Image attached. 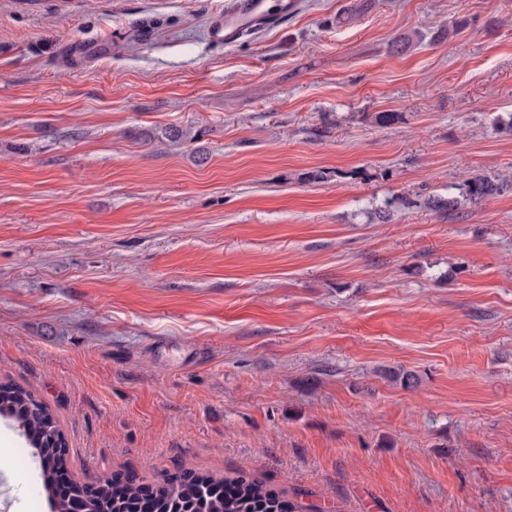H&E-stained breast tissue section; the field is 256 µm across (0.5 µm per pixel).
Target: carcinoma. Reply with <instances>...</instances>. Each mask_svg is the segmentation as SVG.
Returning <instances> with one entry per match:
<instances>
[{
  "label": "carcinoma",
  "mask_w": 512,
  "mask_h": 512,
  "mask_svg": "<svg viewBox=\"0 0 512 512\" xmlns=\"http://www.w3.org/2000/svg\"><path fill=\"white\" fill-rule=\"evenodd\" d=\"M496 176L475 175L461 185V197H430L424 205L435 211H453L460 199L472 203L501 194L509 187ZM413 204L407 197L385 199L373 212L372 218L385 222L394 207ZM0 416L13 420L19 431L30 440L39 457L44 487L54 490L59 472L68 465V450L47 405L30 391L13 384L0 383ZM150 490L154 512H311L313 506H295L258 479L193 473L180 481L146 485L140 479L122 482L108 477L95 484L81 483L64 496L52 498V512H135Z\"/></svg>",
  "instance_id": "1"
}]
</instances>
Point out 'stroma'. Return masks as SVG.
<instances>
[{
    "label": "stroma",
    "instance_id": "stroma-1",
    "mask_svg": "<svg viewBox=\"0 0 512 512\" xmlns=\"http://www.w3.org/2000/svg\"><path fill=\"white\" fill-rule=\"evenodd\" d=\"M224 2L0 0V382L76 481L512 512V191L424 205L512 179V0H299L231 48ZM0 453V512H51L3 417ZM512 186V181H504L497 176L475 175L466 179L461 185V196L471 203L501 194ZM0 416L13 420L29 438L41 462L44 487L52 492L59 472L67 468L68 450L47 405L20 386L0 383Z\"/></svg>",
    "mask_w": 512,
    "mask_h": 512
}]
</instances>
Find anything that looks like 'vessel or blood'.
Segmentation results:
<instances>
[{
  "mask_svg": "<svg viewBox=\"0 0 512 512\" xmlns=\"http://www.w3.org/2000/svg\"><path fill=\"white\" fill-rule=\"evenodd\" d=\"M296 9V0H226L211 18L208 36L216 45L231 47L251 32L278 27Z\"/></svg>",
  "mask_w": 512,
  "mask_h": 512,
  "instance_id": "obj_1",
  "label": "vessel or blood"
}]
</instances>
